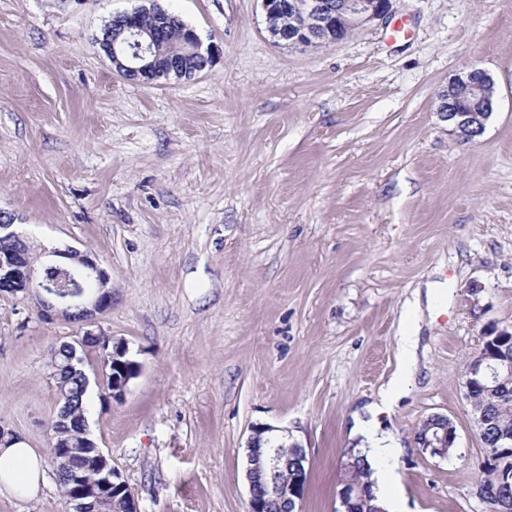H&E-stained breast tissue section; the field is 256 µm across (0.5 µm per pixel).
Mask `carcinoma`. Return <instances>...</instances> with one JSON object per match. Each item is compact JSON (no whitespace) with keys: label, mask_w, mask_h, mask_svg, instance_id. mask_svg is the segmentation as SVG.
Wrapping results in <instances>:
<instances>
[{"label":"carcinoma","mask_w":512,"mask_h":512,"mask_svg":"<svg viewBox=\"0 0 512 512\" xmlns=\"http://www.w3.org/2000/svg\"><path fill=\"white\" fill-rule=\"evenodd\" d=\"M82 345L74 347L65 343L50 350L48 368L50 379L54 381L59 398V408L51 422V434L55 440L64 443L63 453L73 457L91 455L94 450L87 447L83 434L86 420L85 395L87 385L83 369L84 357L78 352L95 351L104 357L112 352L108 347L109 340L94 336L81 337ZM470 408L475 413L481 412L488 416V432L485 440L489 441L496 431L506 428L512 431V379L493 390L476 389L470 397ZM56 465L58 483L64 499L75 496L77 483L73 480L71 469L58 456H51ZM354 463L346 464V457H341L340 486L350 489H361L372 495L371 463L367 454L360 451L352 452ZM480 484L486 494L483 498L490 512H512V458L501 460L495 464H481ZM83 482L89 493L83 498L86 512H127L128 503L124 492L107 489L102 498H94V489L98 483V471L87 468L82 474Z\"/></svg>","instance_id":"obj_1"}]
</instances>
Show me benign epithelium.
<instances>
[{
  "label": "benign epithelium",
  "instance_id": "obj_1",
  "mask_svg": "<svg viewBox=\"0 0 512 512\" xmlns=\"http://www.w3.org/2000/svg\"><path fill=\"white\" fill-rule=\"evenodd\" d=\"M392 0H261L266 29L278 42L292 47H308L317 44H332L343 41L353 31L375 22L384 21L391 13ZM300 14L306 18V25L298 29L282 23L284 13ZM120 33L100 41L101 48L112 61L114 69L122 76L143 84H154L158 74L173 73L181 80L192 77L195 72L184 70L178 62L181 56H195L210 63L218 52L211 45L202 49L200 39L189 29L183 33L181 51L165 54L158 48L156 24L147 28L142 24L140 11L134 9L120 15ZM480 104L477 111L462 107L468 99ZM494 85L487 73L476 64L456 74L440 95L439 112L454 124L453 131L466 141L481 136L492 112ZM13 215L0 210V240L8 239L25 242L24 236L14 228ZM41 268L64 269L72 273L83 291L74 296L61 297L37 282L36 273ZM110 275L88 254L73 248L42 250L32 254L27 249L0 254V287L8 285L11 293L33 296L40 315H60L74 320V311L82 313L79 322H88L112 306V288L108 287ZM512 345V327L488 326L481 334L480 344L464 372L463 387L469 394L475 388L496 379L502 371L512 373V361L500 354L499 349ZM456 427L454 422L443 415H431L423 419L414 429L413 442L416 447L440 459L448 458V449L454 447ZM288 441V431L269 424L251 427L248 439L246 478L249 485L248 512H297L307 486L309 459L305 449L292 443L297 449L293 458H283L282 448ZM512 457V432L500 431L485 457L499 460ZM293 467L292 482L285 486L277 480L281 467ZM97 467L100 483L104 487L113 484L114 477L121 476L111 465V459L103 450H98ZM342 512H355L357 505L365 506L364 512H380L369 498L358 500L346 491L338 492Z\"/></svg>",
  "mask_w": 512,
  "mask_h": 512
}]
</instances>
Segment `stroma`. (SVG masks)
Listing matches in <instances>:
<instances>
[{"mask_svg": "<svg viewBox=\"0 0 512 512\" xmlns=\"http://www.w3.org/2000/svg\"><path fill=\"white\" fill-rule=\"evenodd\" d=\"M144 2L0 0V210L111 276L88 328L140 372L108 398L89 353L87 420L141 512H247L256 423L307 452L300 512H337L341 454L426 293L415 373L380 418L399 501L377 505L489 512L463 374L485 326L512 327V0H392L387 22L308 48L275 43L260 0H161L221 52L153 85L99 45ZM474 63L495 102L466 142L439 95ZM88 328L0 292V426L42 459L39 495L0 512H65L48 351ZM434 414L456 426L451 458L413 446Z\"/></svg>", "mask_w": 512, "mask_h": 512, "instance_id": "35a3bbf8", "label": "stroma"}]
</instances>
